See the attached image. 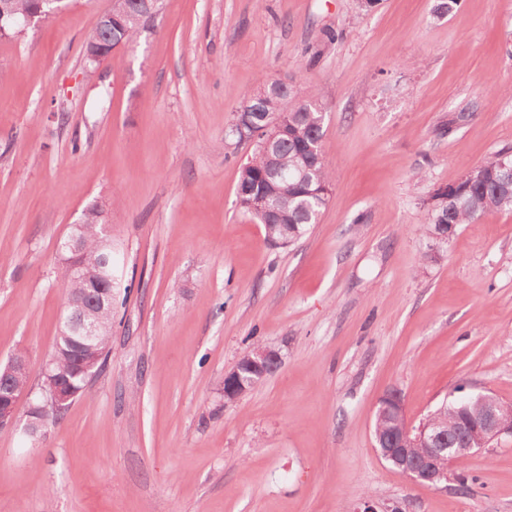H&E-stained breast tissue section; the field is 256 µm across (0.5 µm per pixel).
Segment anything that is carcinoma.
Listing matches in <instances>:
<instances>
[{
  "mask_svg": "<svg viewBox=\"0 0 512 512\" xmlns=\"http://www.w3.org/2000/svg\"><path fill=\"white\" fill-rule=\"evenodd\" d=\"M110 11L126 18V22L120 29L99 30L103 42H133L148 27V22L141 19L138 0H111ZM288 98L293 102V109L288 112V138L269 149L257 147L240 168L236 190L244 192L238 201L264 225L266 238L295 241L308 225L316 223L326 206L332 172L324 159L323 105L313 92L301 88ZM505 162L503 153L498 152L474 166L456 183L448 195L447 206L438 208L434 203L429 206L420 229L438 237L442 233L439 224L444 219L450 224H468L488 212L512 211V174L503 168ZM254 188L266 197L267 211L259 213L250 208L247 192ZM81 222L82 229L75 233L82 236L89 261L80 277L72 272L69 264L60 267L58 285L68 298H76L83 289L101 282L104 269L92 262V258L112 252L110 248H99L102 220L96 208L84 212ZM96 319L100 336L95 349L100 350L108 345L112 334V300L104 301L97 309ZM461 408L463 404L457 401L443 403L433 411V419L452 429Z\"/></svg>",
  "mask_w": 512,
  "mask_h": 512,
  "instance_id": "carcinoma-1",
  "label": "carcinoma"
}]
</instances>
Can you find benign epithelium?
<instances>
[{
    "mask_svg": "<svg viewBox=\"0 0 512 512\" xmlns=\"http://www.w3.org/2000/svg\"><path fill=\"white\" fill-rule=\"evenodd\" d=\"M42 3L43 0H36L30 12L11 16L9 21L22 32L38 25L41 22ZM288 107V98L284 97L278 112H238L233 131L239 133L243 141H255L261 146H268L283 135L285 111ZM61 249L72 255V270L76 274L80 273L86 264V254L80 239L73 234L68 236ZM60 332L77 334L93 342L98 336L99 327L88 306L69 302ZM282 362V350L269 344L255 349L248 358L237 360L224 374V398H240L275 373ZM17 373L29 374V361L24 353L14 354L7 361L5 372L0 375L1 430L15 426L18 402L22 396L29 395L28 389L13 387L11 376ZM42 377L43 387L49 388V402L53 411L69 408L76 400L77 390L70 378L58 369L56 357H51L46 363ZM473 398L484 404V410L477 422H463L459 435L463 436L474 429L482 436L485 446L502 435H512V425L501 420L497 401L492 396L478 393ZM376 416L405 417L403 402L396 391H388L379 398ZM445 440L446 430L429 420L417 428L405 423L399 435L400 447H376L374 451L402 475L437 487L448 481V471L456 462L468 460L478 452V449L471 447H447Z\"/></svg>",
    "mask_w": 512,
    "mask_h": 512,
    "instance_id": "7a95c632",
    "label": "benign epithelium"
}]
</instances>
